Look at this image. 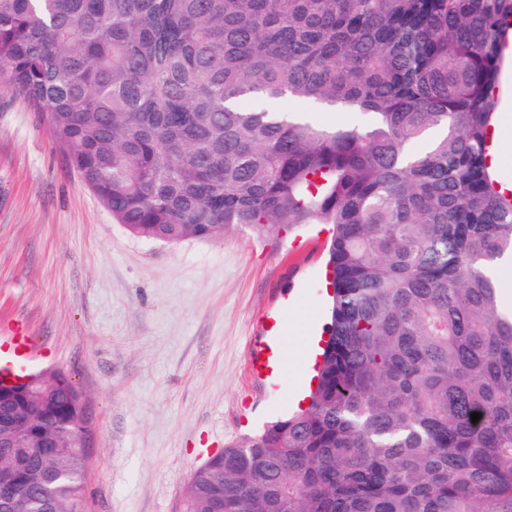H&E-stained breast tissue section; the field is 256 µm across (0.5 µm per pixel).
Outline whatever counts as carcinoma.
<instances>
[{
    "instance_id": "1",
    "label": "carcinoma",
    "mask_w": 512,
    "mask_h": 512,
    "mask_svg": "<svg viewBox=\"0 0 512 512\" xmlns=\"http://www.w3.org/2000/svg\"><path fill=\"white\" fill-rule=\"evenodd\" d=\"M511 17L512 0H0V67L131 234L333 225L307 406L194 469L183 512H512V191L489 164ZM4 410L29 436L0 512H86L70 377Z\"/></svg>"
}]
</instances>
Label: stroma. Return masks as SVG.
Segmentation results:
<instances>
[{
  "mask_svg": "<svg viewBox=\"0 0 512 512\" xmlns=\"http://www.w3.org/2000/svg\"><path fill=\"white\" fill-rule=\"evenodd\" d=\"M328 235L134 236L0 77V328L24 321L26 369H62L83 395L88 512H181L194 468L296 412L329 321ZM278 322L286 366L261 379L250 354Z\"/></svg>",
  "mask_w": 512,
  "mask_h": 512,
  "instance_id": "stroma-1",
  "label": "stroma"
}]
</instances>
